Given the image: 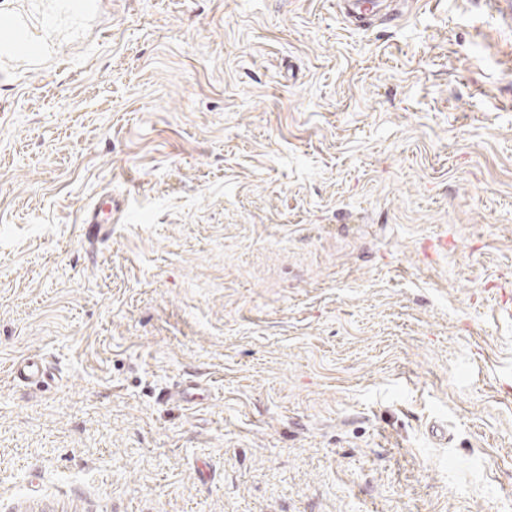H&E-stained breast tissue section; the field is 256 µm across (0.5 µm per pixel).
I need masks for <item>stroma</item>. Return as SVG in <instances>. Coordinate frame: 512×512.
<instances>
[{"instance_id": "35a3bbf8", "label": "stroma", "mask_w": 512, "mask_h": 512, "mask_svg": "<svg viewBox=\"0 0 512 512\" xmlns=\"http://www.w3.org/2000/svg\"><path fill=\"white\" fill-rule=\"evenodd\" d=\"M503 503L512 0H102L0 61V512Z\"/></svg>"}]
</instances>
